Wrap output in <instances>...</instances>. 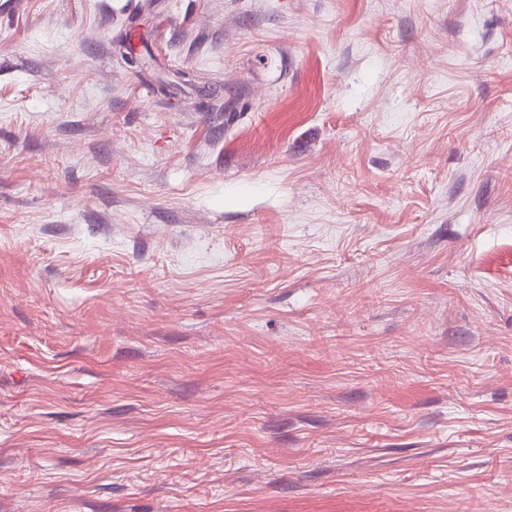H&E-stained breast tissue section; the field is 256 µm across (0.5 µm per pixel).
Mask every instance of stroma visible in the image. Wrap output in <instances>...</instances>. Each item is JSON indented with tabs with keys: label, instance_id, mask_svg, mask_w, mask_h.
Returning <instances> with one entry per match:
<instances>
[{
	"label": "stroma",
	"instance_id": "1",
	"mask_svg": "<svg viewBox=\"0 0 512 512\" xmlns=\"http://www.w3.org/2000/svg\"><path fill=\"white\" fill-rule=\"evenodd\" d=\"M0 512H512V0H0Z\"/></svg>",
	"mask_w": 512,
	"mask_h": 512
}]
</instances>
